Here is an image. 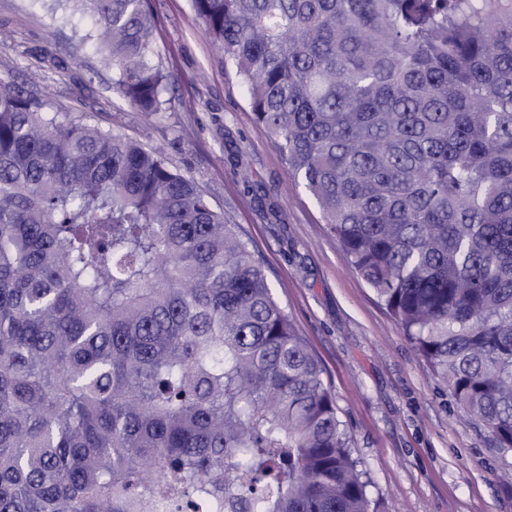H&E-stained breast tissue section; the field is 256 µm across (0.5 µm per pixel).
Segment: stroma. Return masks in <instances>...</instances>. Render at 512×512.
<instances>
[{"mask_svg": "<svg viewBox=\"0 0 512 512\" xmlns=\"http://www.w3.org/2000/svg\"><path fill=\"white\" fill-rule=\"evenodd\" d=\"M170 103L153 115L112 87L94 45L31 0H0V82L138 139L238 225L321 364L366 471L375 512H512V451L466 420L402 328L350 267L306 190L260 130L189 0H146Z\"/></svg>", "mask_w": 512, "mask_h": 512, "instance_id": "obj_1", "label": "stroma"}]
</instances>
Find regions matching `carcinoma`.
I'll return each mask as SVG.
<instances>
[{"label":"carcinoma","mask_w":512,"mask_h":512,"mask_svg":"<svg viewBox=\"0 0 512 512\" xmlns=\"http://www.w3.org/2000/svg\"><path fill=\"white\" fill-rule=\"evenodd\" d=\"M93 20L166 109L145 0ZM258 127L459 408L512 451V0H191ZM238 227L165 157L0 84V512H371Z\"/></svg>","instance_id":"obj_1"}]
</instances>
